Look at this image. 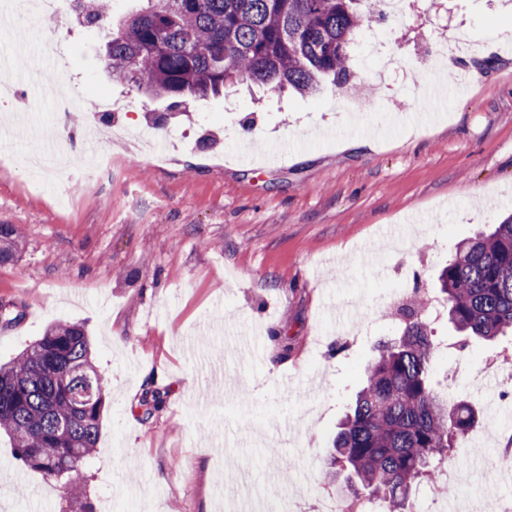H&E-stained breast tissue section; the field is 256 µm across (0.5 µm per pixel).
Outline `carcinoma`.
<instances>
[{
  "mask_svg": "<svg viewBox=\"0 0 512 512\" xmlns=\"http://www.w3.org/2000/svg\"><path fill=\"white\" fill-rule=\"evenodd\" d=\"M108 33L106 63L150 99L167 103L147 112L160 126L167 112L243 82L314 93L324 76L337 84L352 72L348 48L365 26L383 18L363 0H144ZM86 23L107 21L79 0ZM20 229L0 224V265L18 254ZM448 322L465 338L493 340L512 333V216L456 247L439 273ZM429 297L402 309L401 335L377 349L364 385L332 442L326 477L347 473L351 496L382 499L387 512H409L413 490L434 480L457 445L478 424L476 411L434 387L437 342L424 317ZM107 384L91 359L84 327L61 321L11 361L0 364V433L15 458L65 485L73 512H93L77 477L98 448ZM165 393L140 403L149 420Z\"/></svg>",
  "mask_w": 512,
  "mask_h": 512,
  "instance_id": "obj_1",
  "label": "carcinoma"
}]
</instances>
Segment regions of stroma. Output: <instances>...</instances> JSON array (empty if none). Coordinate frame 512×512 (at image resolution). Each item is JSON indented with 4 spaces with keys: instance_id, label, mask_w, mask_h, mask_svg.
I'll use <instances>...</instances> for the list:
<instances>
[{
    "instance_id": "stroma-1",
    "label": "stroma",
    "mask_w": 512,
    "mask_h": 512,
    "mask_svg": "<svg viewBox=\"0 0 512 512\" xmlns=\"http://www.w3.org/2000/svg\"><path fill=\"white\" fill-rule=\"evenodd\" d=\"M406 0L352 47L353 75L316 94L267 88L194 101L161 130L172 160L101 143L105 177L82 185L34 179L19 161L35 132L54 148L55 109L38 101L24 127L0 126V224L22 232L0 265V363L59 321L84 323L108 380L93 464L80 471L95 512H225L247 479L260 504L281 496L303 512L323 486L332 437L363 384L378 342L400 331L403 297L434 292L459 243L512 214V0ZM461 25L468 51L449 63L456 95L436 96L434 44ZM64 35L83 94L125 100L114 124L142 129L164 111L113 78L105 34L53 17L27 27L29 52ZM251 130H243V121ZM447 361L433 380L449 400L484 409L503 389L486 358L512 357V336L470 340L441 322ZM167 397L149 420L146 394ZM487 433L451 461L461 512L512 508V398ZM61 485L25 467L0 437V512H60Z\"/></svg>"
}]
</instances>
